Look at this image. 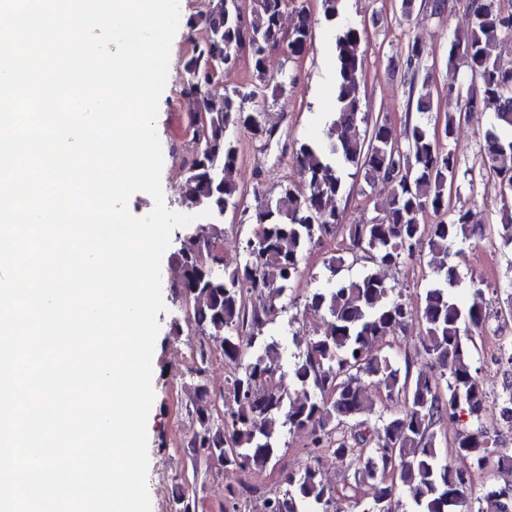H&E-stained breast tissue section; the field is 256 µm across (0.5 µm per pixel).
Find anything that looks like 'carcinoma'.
Segmentation results:
<instances>
[{
    "label": "carcinoma",
    "mask_w": 512,
    "mask_h": 512,
    "mask_svg": "<svg viewBox=\"0 0 512 512\" xmlns=\"http://www.w3.org/2000/svg\"><path fill=\"white\" fill-rule=\"evenodd\" d=\"M501 0H471L469 30L455 37L448 66L464 67L479 87L463 106L448 113L435 133L429 115L434 98L429 81L416 91L418 118L406 125V144L398 146L383 122H369L363 112V61L359 53L364 31L342 26L335 37V110L323 138L299 143L293 161L299 184L284 183L253 216L256 230L245 240L239 264L209 271L199 257L201 244L224 236V214L236 206L239 193L233 173L238 160L231 127L258 130L259 119L247 109L275 79L269 53L275 48L291 58L302 55L312 40V23L292 0H206L191 17L204 37L194 42L183 67L188 78L180 95L203 111L208 128L201 149L186 169L182 203L211 212L208 222L189 226L195 243L180 249L182 275L174 294L191 303L190 326L208 340L221 341L224 362L231 369L228 401L222 419L209 420L208 394H197L194 408L199 431L189 442L195 461L224 449V468H263L277 461L279 428L307 433L311 452H326L355 462L354 480L370 489L361 512H389L395 485L405 487L411 512H469L473 476L512 464V450L489 441L482 425L487 393L476 379L478 349L466 334L482 331L490 312L480 305H459L451 295L457 284L452 248L484 227L474 223L475 197L457 205L452 195L463 184L474 190L472 171L462 169L455 134L464 116L482 110L491 114L483 135L481 169L504 194L512 193V67L501 63L497 49L512 39V8ZM295 22L283 28V17ZM245 46L255 73L253 88L221 96L208 92L209 63L224 56V67L237 59L228 47ZM468 50L461 56L458 48ZM353 166L368 185L393 181L396 190L376 214L358 224L342 223L338 202L345 193V167ZM440 216L422 224V215ZM348 238L346 256L333 257L327 270L348 260L378 267L398 266L415 257L413 244L427 240L428 264L437 279L424 288L418 307L395 294L394 286L376 273L338 280L307 297L306 310L319 316L315 334L296 343L299 353L283 371L279 342L264 328L287 310L288 291L301 277L303 255L323 239ZM421 325V346L437 374L416 377L410 365L400 366L383 351L389 338L410 324ZM289 377L284 384L281 378ZM384 388L399 409L372 427L375 412L364 386ZM497 402L502 417L512 416V379L506 378ZM467 418L476 428L456 434L448 447L472 460L466 470L440 462L434 427ZM287 488L265 501V512H329L335 488L319 468L308 465L285 476ZM482 497L496 512H512V484L484 485Z\"/></svg>",
    "instance_id": "obj_1"
}]
</instances>
